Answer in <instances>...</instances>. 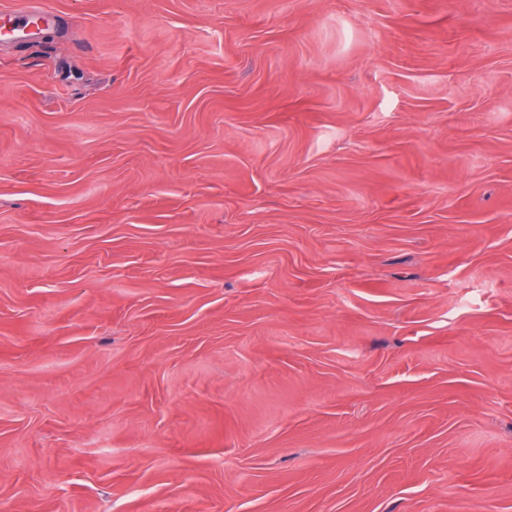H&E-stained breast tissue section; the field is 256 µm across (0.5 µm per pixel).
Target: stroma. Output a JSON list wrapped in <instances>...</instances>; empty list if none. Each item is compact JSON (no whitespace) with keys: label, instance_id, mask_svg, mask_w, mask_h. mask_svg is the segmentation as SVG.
Masks as SVG:
<instances>
[{"label":"stroma","instance_id":"35a3bbf8","mask_svg":"<svg viewBox=\"0 0 512 512\" xmlns=\"http://www.w3.org/2000/svg\"><path fill=\"white\" fill-rule=\"evenodd\" d=\"M31 2L0 512H512V0Z\"/></svg>","mask_w":512,"mask_h":512}]
</instances>
